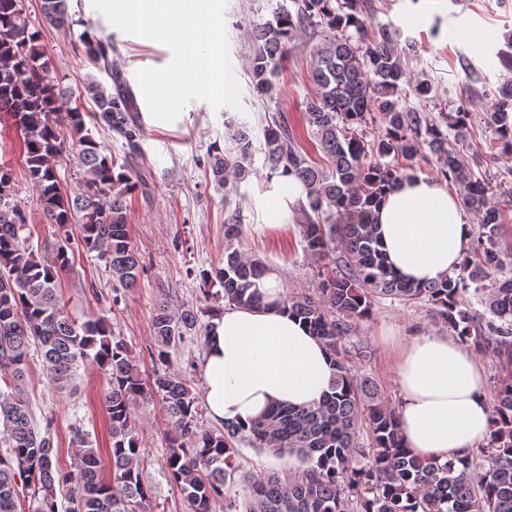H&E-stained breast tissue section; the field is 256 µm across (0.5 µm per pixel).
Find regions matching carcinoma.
<instances>
[{
  "label": "carcinoma",
  "instance_id": "carcinoma-1",
  "mask_svg": "<svg viewBox=\"0 0 512 512\" xmlns=\"http://www.w3.org/2000/svg\"><path fill=\"white\" fill-rule=\"evenodd\" d=\"M67 0H42L46 20L57 27L69 23ZM295 11L282 8L274 19L255 28L250 59L253 89L274 99L278 64L302 30L324 25L332 35L313 47L309 72L316 94L305 106L326 163L319 165L294 146L288 122L264 129L266 164L275 176H292L306 192L299 225L304 251L319 264L317 293L282 294V305L301 318L329 352L334 366L330 391L310 407L277 404L249 426L224 423V432L197 431L198 396L178 372H158L153 389L161 396L180 441L169 448L166 469L179 486L189 512H211L238 470L240 437L257 448L287 451L301 467L251 476L245 486V512H512V277L497 274L512 265V254L496 250L504 210L491 201L490 187L477 177L456 148L468 132L470 112L458 110L449 139L441 124L420 111L401 106L412 95L425 101L434 87L407 74L397 32L373 28L363 14L364 0H296ZM354 29L350 35L347 30ZM85 54L108 75L113 89L92 78L83 96L92 100L93 117L117 132L127 153L119 160L104 153L84 134L86 113L72 105V92L52 76L39 36L30 30L22 0H0V115L12 119L20 134L25 173L38 190L39 205L57 225L60 240L70 239L73 216H80L83 248L97 253L112 277L128 287L139 273V260L126 224L127 196L141 175L131 165L144 135L136 98L110 54L112 44L84 32ZM58 112L78 135L81 192H65L52 160L61 145L50 123ZM378 113L383 129L367 141L361 127ZM512 80L499 89L494 106L484 113L495 146L512 155ZM237 156L216 154L210 167L224 181L245 176V163L255 147L247 130L232 134ZM428 147L438 174L457 186L462 204L480 217L478 235L459 270L432 285H414L390 269L377 235L375 210L382 197L404 175L400 160L411 161ZM12 169L0 165V379L13 382L0 391V423L8 452L0 456V512H24L21 495L42 492L38 512H58L55 487L73 486L67 512H147L149 490L141 480L139 438L131 405L149 394L126 345L116 339L102 316L82 323L60 305L57 283L70 259L63 245L47 260L20 235L27 215L13 190ZM336 215L351 222L336 224ZM241 225H224V265L207 277L224 289L231 305L259 308L263 297L257 280L266 267L234 248ZM336 267L325 270L324 261ZM484 306L480 313L462 307L468 293ZM390 296L405 303L431 302L435 317L478 353H507L493 385L491 432L486 447L451 462L420 459L403 446L396 410L379 398L369 380L355 374L342 342L353 322L370 317L373 301ZM157 357L167 362L168 349L188 333L204 332L197 315L173 314L160 308L152 320ZM36 340L48 381L68 389L79 362L91 359L109 375L103 403L110 422L112 479L101 476V459L86 434L74 433L78 462L63 470L49 434L32 425L20 387L27 349ZM367 428L371 447L358 446Z\"/></svg>",
  "mask_w": 512,
  "mask_h": 512
}]
</instances>
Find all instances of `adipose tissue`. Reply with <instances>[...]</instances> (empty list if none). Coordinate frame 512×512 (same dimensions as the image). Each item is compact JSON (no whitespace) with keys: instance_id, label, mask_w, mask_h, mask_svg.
Here are the masks:
<instances>
[{"instance_id":"ef3b65f1","label":"adipose tissue","mask_w":512,"mask_h":512,"mask_svg":"<svg viewBox=\"0 0 512 512\" xmlns=\"http://www.w3.org/2000/svg\"><path fill=\"white\" fill-rule=\"evenodd\" d=\"M381 242L395 272L427 285L458 270L473 242L458 198L434 179L408 177L378 210ZM265 306H232L211 321L201 365L203 400L219 421L246 425L276 402L317 403L333 374L330 358L303 322L279 305L275 272L258 281ZM397 349V410L411 454L458 461L489 435L485 373L450 336H404Z\"/></svg>"}]
</instances>
